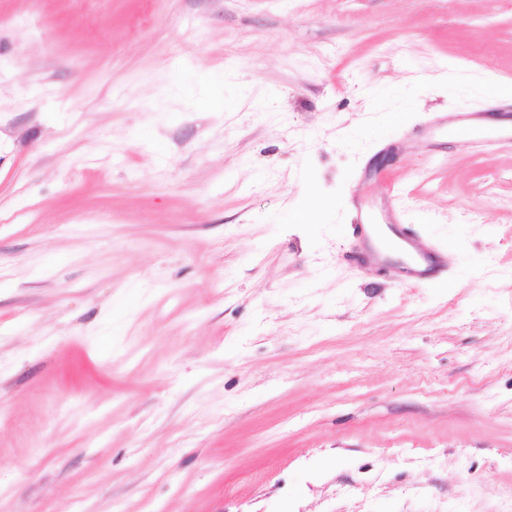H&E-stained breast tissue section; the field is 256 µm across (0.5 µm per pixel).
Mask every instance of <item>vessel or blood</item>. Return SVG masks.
I'll use <instances>...</instances> for the list:
<instances>
[{
    "mask_svg": "<svg viewBox=\"0 0 512 512\" xmlns=\"http://www.w3.org/2000/svg\"><path fill=\"white\" fill-rule=\"evenodd\" d=\"M447 127L449 139L471 151L493 149L501 137L512 133V113H500L495 120H488L480 112H454L441 121ZM353 232L358 239L367 240L379 235L381 240L397 248L410 249L413 259L407 271L409 281L418 283L434 278L443 271L444 265L437 251L416 247L412 239L395 224H375L368 210H360Z\"/></svg>",
    "mask_w": 512,
    "mask_h": 512,
    "instance_id": "1",
    "label": "vessel or blood"
}]
</instances>
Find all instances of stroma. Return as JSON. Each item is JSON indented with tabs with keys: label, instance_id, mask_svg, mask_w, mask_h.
<instances>
[{
	"label": "stroma",
	"instance_id": "35a3bbf8",
	"mask_svg": "<svg viewBox=\"0 0 512 512\" xmlns=\"http://www.w3.org/2000/svg\"><path fill=\"white\" fill-rule=\"evenodd\" d=\"M491 87L512 0H0V512H512ZM485 112L448 113L437 124L448 128V138L471 151H488L493 149L500 138L512 133V113L500 112L495 118V125H489ZM368 210L361 208L357 214V223L352 224L353 233L359 240H370L373 233L381 240L397 248H408L413 254L406 278L414 283L432 279L443 271L444 265L437 251L421 249L399 227L402 224H373Z\"/></svg>",
	"mask_w": 512,
	"mask_h": 512
}]
</instances>
